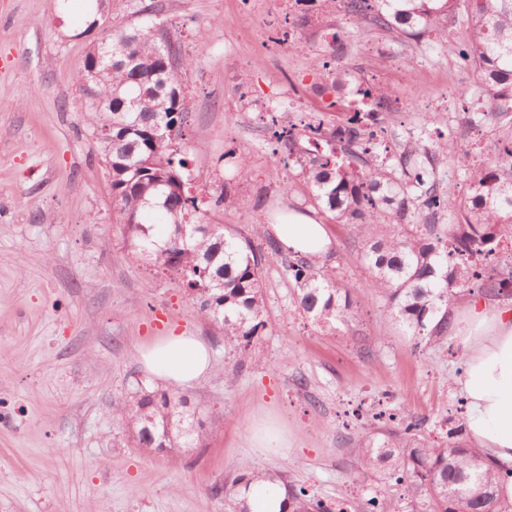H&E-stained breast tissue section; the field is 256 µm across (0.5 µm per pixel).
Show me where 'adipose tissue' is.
I'll return each instance as SVG.
<instances>
[{
	"instance_id": "ef3b65f1",
	"label": "adipose tissue",
	"mask_w": 512,
	"mask_h": 512,
	"mask_svg": "<svg viewBox=\"0 0 512 512\" xmlns=\"http://www.w3.org/2000/svg\"><path fill=\"white\" fill-rule=\"evenodd\" d=\"M272 231L288 248L320 258L331 245L323 225L294 217L273 225ZM466 349L458 384L467 406V426L501 475L499 498L512 501V306L482 297L470 300L453 329ZM146 372L159 382L187 388L214 371L208 343L199 336L169 331L141 347Z\"/></svg>"
}]
</instances>
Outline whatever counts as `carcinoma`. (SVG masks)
<instances>
[{
    "label": "carcinoma",
    "instance_id": "obj_1",
    "mask_svg": "<svg viewBox=\"0 0 512 512\" xmlns=\"http://www.w3.org/2000/svg\"><path fill=\"white\" fill-rule=\"evenodd\" d=\"M349 13L366 15L386 31L417 37L449 17L466 26L470 41L451 47L477 74L475 95L492 102L496 117L512 129V0H472V10L456 15V0H346ZM147 21L112 34V57L92 47L75 79L87 102V120L103 143L118 223L131 252L149 256L182 275L196 312L224 329V337L246 353L265 326L262 289L264 255L251 239L226 234L221 224H202L194 215L187 159L176 141L183 138L187 111L182 71L171 40L161 43ZM373 112H353L338 126L309 127L304 179L314 204L363 240L362 260L371 275L367 287L386 298L407 335L433 343L448 339L452 306L481 277L477 260L496 256L502 239L512 240V132L497 140L492 158L467 175L463 198L437 190L425 177L420 146H408L398 160L399 175L383 170L386 147L367 137ZM448 215V223L437 220ZM422 218L412 224L410 219ZM275 252L287 253L285 268L294 282L295 309L330 324L349 315L351 289L318 266V261L284 249L255 226ZM134 430L135 447L174 453L206 434L198 408L172 390L137 389L121 410ZM355 443L361 467L396 482L408 481L426 512H512V502L496 496L498 474L480 452L460 441L462 425L448 429L437 445L415 419L394 420ZM212 487L215 496L234 499L237 512H251L244 489ZM291 512H336L286 485Z\"/></svg>",
    "mask_w": 512,
    "mask_h": 512
}]
</instances>
